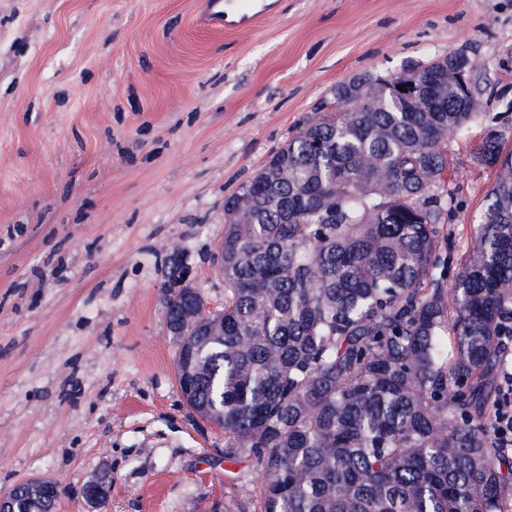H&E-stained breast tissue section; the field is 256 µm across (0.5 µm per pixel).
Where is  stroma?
<instances>
[{
	"mask_svg": "<svg viewBox=\"0 0 512 512\" xmlns=\"http://www.w3.org/2000/svg\"><path fill=\"white\" fill-rule=\"evenodd\" d=\"M276 3L216 31L202 0H0V493L42 478L57 512H260L250 457L226 461L181 397L168 258L222 306L225 197L350 77L467 46L512 122V0ZM479 138L449 144L460 252L494 178Z\"/></svg>",
	"mask_w": 512,
	"mask_h": 512,
	"instance_id": "stroma-1",
	"label": "stroma"
}]
</instances>
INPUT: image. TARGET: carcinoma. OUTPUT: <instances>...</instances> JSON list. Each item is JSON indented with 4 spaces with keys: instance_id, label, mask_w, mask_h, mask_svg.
<instances>
[{
    "instance_id": "carcinoma-1",
    "label": "carcinoma",
    "mask_w": 512,
    "mask_h": 512,
    "mask_svg": "<svg viewBox=\"0 0 512 512\" xmlns=\"http://www.w3.org/2000/svg\"><path fill=\"white\" fill-rule=\"evenodd\" d=\"M456 55L413 69L421 111L369 76V106L320 107L224 199V307L171 263L167 329L185 404L260 471L262 512H512L496 437L512 355V150L500 116L437 87ZM496 168L454 258L448 143ZM17 512H54L31 481Z\"/></svg>"
}]
</instances>
